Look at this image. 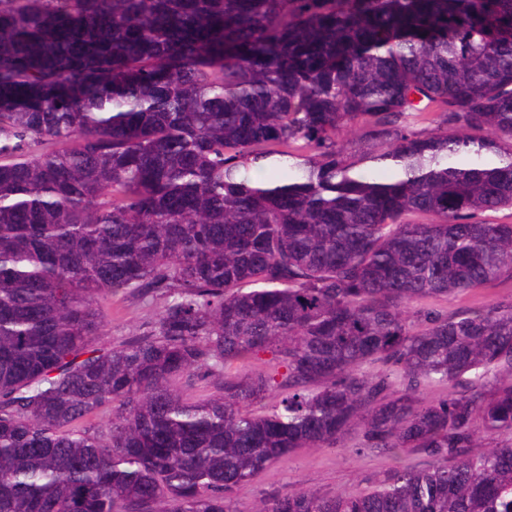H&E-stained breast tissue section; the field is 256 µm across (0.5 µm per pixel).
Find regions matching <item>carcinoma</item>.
I'll use <instances>...</instances> for the list:
<instances>
[{
    "instance_id": "1",
    "label": "carcinoma",
    "mask_w": 512,
    "mask_h": 512,
    "mask_svg": "<svg viewBox=\"0 0 512 512\" xmlns=\"http://www.w3.org/2000/svg\"><path fill=\"white\" fill-rule=\"evenodd\" d=\"M504 139L512 0H0V512H233L352 427L433 464L263 512H512L478 444L512 435V296L432 307L512 280V223L471 221L512 209ZM118 291L163 308L99 346ZM360 125L359 122L347 125L337 137L342 152L349 160L356 161L367 153L378 154L386 150L385 145L362 138L358 129ZM512 294V284L507 283H490L474 291L450 297L447 301H439L436 307L444 313H453L457 311H465L477 306H485L500 301L503 297ZM269 354H262L259 358L249 359L247 361L235 362L224 368V374L228 376H243L269 368ZM172 386L190 401L207 398L216 391V381L210 378L203 381L197 380L191 386L186 383L184 378H175L172 381Z\"/></svg>"
}]
</instances>
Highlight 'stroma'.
<instances>
[{"label": "stroma", "mask_w": 512, "mask_h": 512, "mask_svg": "<svg viewBox=\"0 0 512 512\" xmlns=\"http://www.w3.org/2000/svg\"><path fill=\"white\" fill-rule=\"evenodd\" d=\"M99 306L105 320L98 342L110 347L139 333L158 316L163 302H138L119 291L101 297ZM430 464V459L420 454L363 448L353 429L342 447L300 448L274 462L253 481L235 489L234 506L237 512H260L269 497L289 488L313 489L325 496L369 493L400 466L426 469Z\"/></svg>", "instance_id": "35a3bbf8"}]
</instances>
